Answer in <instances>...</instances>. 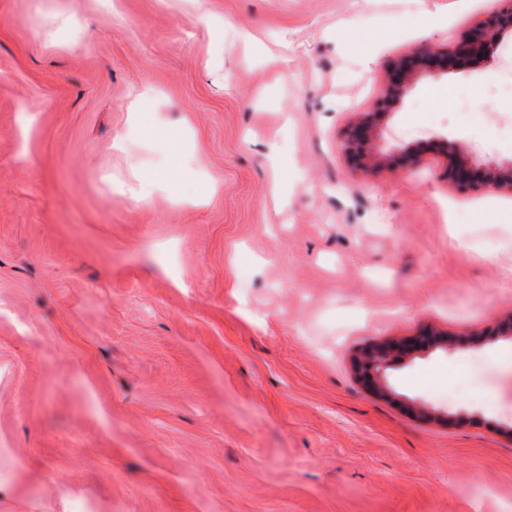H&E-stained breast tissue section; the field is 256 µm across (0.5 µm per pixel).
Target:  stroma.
I'll return each mask as SVG.
<instances>
[{
  "mask_svg": "<svg viewBox=\"0 0 512 512\" xmlns=\"http://www.w3.org/2000/svg\"><path fill=\"white\" fill-rule=\"evenodd\" d=\"M493 5L0 0V512H512V193L437 142L496 137L512 37L380 120L413 164L340 146ZM378 133V124L369 119L344 128L341 141L344 153L354 168L375 175L393 161H415L414 148L403 142L394 145L388 153L377 150L374 141ZM448 159V176L465 195L512 191V158H479L464 144L438 138ZM425 338L384 339L361 349L353 357L358 382L374 395H386L390 388L386 370L429 346Z\"/></svg>",
  "mask_w": 512,
  "mask_h": 512,
  "instance_id": "1",
  "label": "stroma"
}]
</instances>
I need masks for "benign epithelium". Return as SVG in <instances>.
Segmentation results:
<instances>
[{"mask_svg":"<svg viewBox=\"0 0 512 512\" xmlns=\"http://www.w3.org/2000/svg\"><path fill=\"white\" fill-rule=\"evenodd\" d=\"M508 34H512V0H498V6L466 32L456 49L439 51L420 45L393 60L389 65L385 96L374 116L386 115L402 105L418 80L436 79L468 68L479 60L478 54L486 53L494 42ZM378 133V124L369 119L344 128L342 145L354 168L375 175L394 161H415L414 148L402 142L388 153L377 150ZM438 143L448 159V176L461 193L512 191V158H479L464 144L447 138L438 139ZM428 345L429 340L425 338L384 339L371 343L353 357L356 378L368 392L386 395L390 392L386 370Z\"/></svg>","mask_w":512,"mask_h":512,"instance_id":"benign-epithelium-1","label":"benign epithelium"}]
</instances>
